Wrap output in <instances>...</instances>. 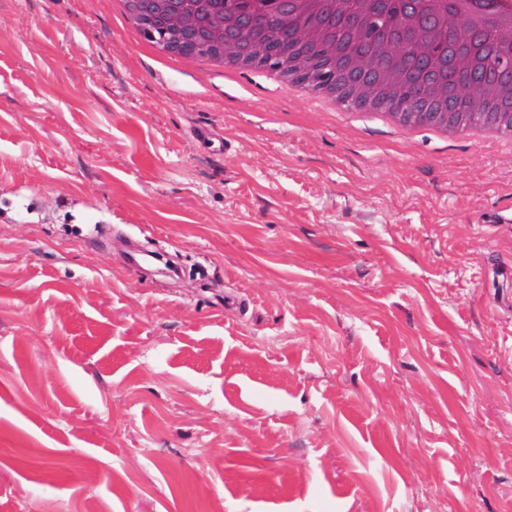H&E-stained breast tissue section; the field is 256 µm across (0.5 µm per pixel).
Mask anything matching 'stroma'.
Returning a JSON list of instances; mask_svg holds the SVG:
<instances>
[{
	"mask_svg": "<svg viewBox=\"0 0 512 512\" xmlns=\"http://www.w3.org/2000/svg\"><path fill=\"white\" fill-rule=\"evenodd\" d=\"M511 268L512 148L0 0V512H512ZM367 112H351L359 117H381L387 119L392 125L403 133H412L417 128H426L436 133L447 137L449 132H459L460 125L457 122L442 126L440 123L433 119H426L423 122L417 124L412 121H407L403 118L404 109L402 106L385 105L378 108L364 107Z\"/></svg>",
	"mask_w": 512,
	"mask_h": 512,
	"instance_id": "obj_1",
	"label": "stroma"
}]
</instances>
